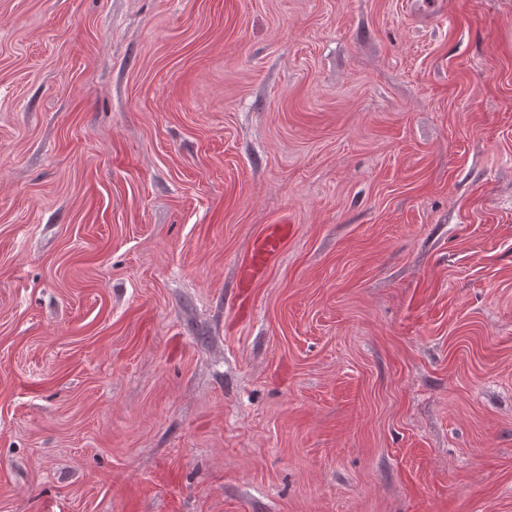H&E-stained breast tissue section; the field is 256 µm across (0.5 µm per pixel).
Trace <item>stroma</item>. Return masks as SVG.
Listing matches in <instances>:
<instances>
[{
    "mask_svg": "<svg viewBox=\"0 0 512 512\" xmlns=\"http://www.w3.org/2000/svg\"><path fill=\"white\" fill-rule=\"evenodd\" d=\"M0 512H512V0H0ZM281 240L279 231H272L258 239L254 245L252 263L249 267L251 276L262 272L268 260L275 254Z\"/></svg>",
    "mask_w": 512,
    "mask_h": 512,
    "instance_id": "1",
    "label": "stroma"
}]
</instances>
